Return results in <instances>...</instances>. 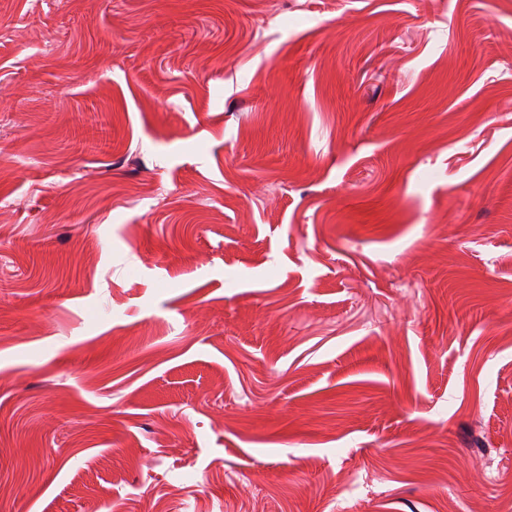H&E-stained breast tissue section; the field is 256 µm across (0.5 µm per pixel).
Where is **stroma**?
I'll list each match as a JSON object with an SVG mask.
<instances>
[{"label": "stroma", "mask_w": 512, "mask_h": 512, "mask_svg": "<svg viewBox=\"0 0 512 512\" xmlns=\"http://www.w3.org/2000/svg\"><path fill=\"white\" fill-rule=\"evenodd\" d=\"M512 0H0V512H512Z\"/></svg>", "instance_id": "35a3bbf8"}]
</instances>
